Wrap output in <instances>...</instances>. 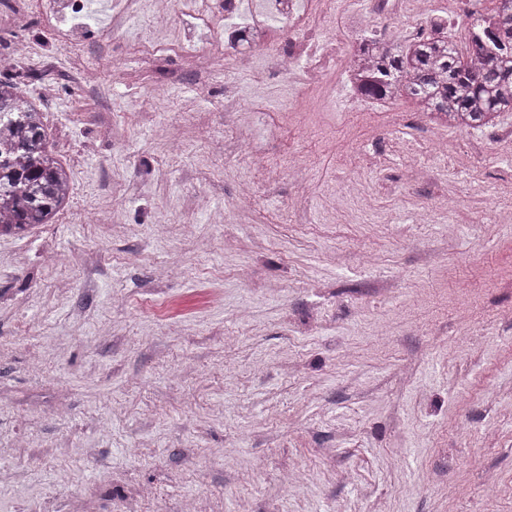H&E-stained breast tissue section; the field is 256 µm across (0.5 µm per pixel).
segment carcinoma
I'll list each match as a JSON object with an SVG mask.
<instances>
[{
    "instance_id": "obj_1",
    "label": "carcinoma",
    "mask_w": 512,
    "mask_h": 512,
    "mask_svg": "<svg viewBox=\"0 0 512 512\" xmlns=\"http://www.w3.org/2000/svg\"><path fill=\"white\" fill-rule=\"evenodd\" d=\"M370 72L351 80L366 99L414 100L437 124L476 128L512 112V0L472 18L466 54L440 37L408 44L365 37L355 60ZM71 172L48 147L39 107L10 78L0 79V236L52 224L69 202Z\"/></svg>"
}]
</instances>
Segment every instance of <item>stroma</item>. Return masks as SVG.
Masks as SVG:
<instances>
[{
    "mask_svg": "<svg viewBox=\"0 0 512 512\" xmlns=\"http://www.w3.org/2000/svg\"><path fill=\"white\" fill-rule=\"evenodd\" d=\"M109 10L87 0L95 25ZM95 25L78 59L37 20L23 33L29 61L0 39V76L39 101L73 180L67 215L0 237V512H512V222L500 216L512 209V112L437 127L407 98L359 109L349 86H331L318 117L376 158L372 212L333 218L341 155L297 121L265 139L277 115L254 113L259 162L306 154L314 191L289 214L283 173L240 213V165L194 142L199 126L224 128L223 78L172 62L169 105L140 114L129 89L154 75L130 55L129 86L100 99L84 84ZM170 123L184 155L164 152ZM433 139L446 157L408 181L403 143ZM116 190L128 230L109 236ZM425 205L440 211L416 223ZM91 208L99 223L84 222ZM51 248L71 264L45 265ZM370 249L383 265L365 264ZM172 264L184 276L160 281ZM116 294L127 308H113ZM291 470L301 482H286ZM459 486L467 497L451 496Z\"/></svg>",
    "mask_w": 512,
    "mask_h": 512,
    "instance_id": "obj_1",
    "label": "stroma"
}]
</instances>
